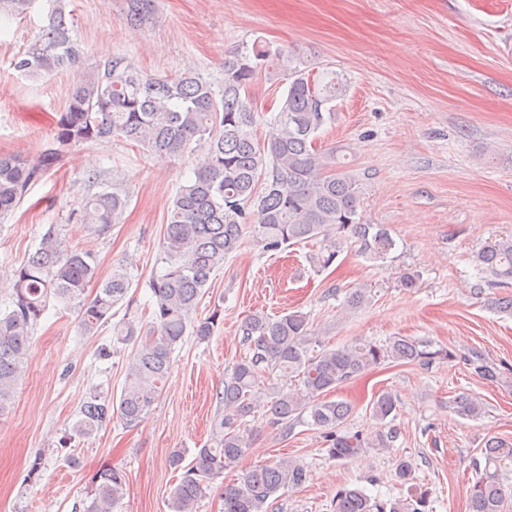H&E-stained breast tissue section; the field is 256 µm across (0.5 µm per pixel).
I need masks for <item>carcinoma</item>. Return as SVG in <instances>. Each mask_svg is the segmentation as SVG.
I'll use <instances>...</instances> for the list:
<instances>
[{
    "mask_svg": "<svg viewBox=\"0 0 512 512\" xmlns=\"http://www.w3.org/2000/svg\"><path fill=\"white\" fill-rule=\"evenodd\" d=\"M33 2L0 0V15L23 18ZM129 2L126 22L139 26L151 14L153 0ZM72 32L73 22L55 5L47 24L12 61L15 71L32 80L74 68L78 74L65 90L66 108L54 131L56 147L34 158L0 155L1 219L69 147L116 138L160 159L202 154L194 178L179 186L168 210L164 266L149 280L152 325L144 332L126 319L112 328V344L137 341L120 396L91 393L80 405L73 431L87 437L108 426L114 413L128 427L143 421L165 386L184 337L205 340L212 335L221 310L198 319V303L211 276L241 249L246 234L267 253L319 239L321 247L309 254L318 269L331 266L345 245L369 262L383 261L396 241L383 225L361 221L355 180L337 169L334 153L315 146L322 127L334 120L332 102L343 91L338 79L310 74L287 51L261 39L224 59V79L218 84L193 69L151 77L124 56L83 69V52ZM263 73L283 75L288 88L272 115L271 130L261 140L256 134L260 112L251 88ZM128 204V195L104 190L85 200L73 216L100 236L120 223ZM475 264L487 277V287H511L512 237L485 243L475 254ZM12 275L14 293L0 311V415L13 401L33 330L50 302L77 306L80 327L88 333L109 323L118 305L132 306L129 267L116 266L101 279L95 253L62 248L54 225ZM91 284L97 288L90 298L86 289ZM240 332L247 353L226 373L224 389L217 393L224 415L215 425V446L196 449L186 466L182 453L170 456V465L182 471L170 492V512H195L211 481L236 466L246 451L243 424L250 416L260 413L287 431L305 421L322 431L328 458L343 461L358 457L374 441L388 447L398 438V430L387 422L397 410V398L389 391L371 403L373 417L387 431L373 441L347 429L353 406L329 399L346 382L385 362L429 366L460 360L482 380L494 383L502 375L477 349L457 352L428 340L396 336L383 344L365 341L330 349L313 336L309 319L300 312L277 318L255 312L244 319ZM313 344L321 349L311 348ZM280 373L296 378L297 388L278 392L272 379ZM452 409L469 420L487 414L485 403L470 394L455 397ZM480 453L467 512H506L512 492L505 487L503 472L512 464V441L491 437ZM395 477L413 491L410 500H385L343 485L336 490L334 512H432L429 491L414 484L410 459L397 461ZM307 479L305 465L290 459L257 465L240 482L224 487V512H268L270 499L281 489H297ZM125 494L124 471L104 468L92 477L83 512H114Z\"/></svg>",
    "mask_w": 512,
    "mask_h": 512,
    "instance_id": "carcinoma-1",
    "label": "carcinoma"
}]
</instances>
